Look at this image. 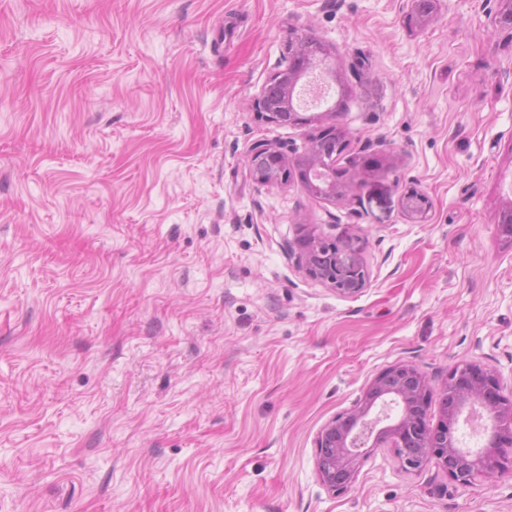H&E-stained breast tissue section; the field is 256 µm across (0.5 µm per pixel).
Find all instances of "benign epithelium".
I'll list each match as a JSON object with an SVG mask.
<instances>
[{"label": "benign epithelium", "mask_w": 512, "mask_h": 512, "mask_svg": "<svg viewBox=\"0 0 512 512\" xmlns=\"http://www.w3.org/2000/svg\"><path fill=\"white\" fill-rule=\"evenodd\" d=\"M315 39L304 35L295 41L291 54L294 58L284 79L282 112L264 109V96L255 99L258 116L269 123L311 124L335 114L337 109L301 115L294 105V92L300 77L319 69L335 81H341L343 72L336 55L328 50L316 52ZM267 158L285 173L296 169L300 182L314 197L340 200L346 196V187L338 181L342 172L336 169V157L320 155L315 146L291 159L282 148L269 141L253 143L246 155L250 173H255L254 161ZM404 213L414 222L427 219L429 202L416 190L402 197ZM289 256L313 279L338 294L350 295L366 285L367 271L359 249L346 244L342 247L323 241L310 230L298 241L297 248L289 249ZM432 401V392L420 370L413 364L399 363L379 374L370 384L364 400L349 413L328 421L316 437L317 471L322 483L330 490L343 491L354 481L355 475L370 452L376 448H391L405 470H417L435 463L455 487H467L476 477L491 479L512 461V399L502 393L495 373L479 364H462L448 375L439 394L442 420L435 428L426 424V413ZM482 409L488 415L483 446L476 450L463 449L455 436L456 425L463 411L473 413Z\"/></svg>", "instance_id": "1"}]
</instances>
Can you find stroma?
I'll list each match as a JSON object with an SVG mask.
<instances>
[{
    "label": "stroma",
    "mask_w": 512,
    "mask_h": 512,
    "mask_svg": "<svg viewBox=\"0 0 512 512\" xmlns=\"http://www.w3.org/2000/svg\"><path fill=\"white\" fill-rule=\"evenodd\" d=\"M431 3L0 0V512H512L511 468L316 469L393 365L512 394V42L503 0ZM297 34L345 66L340 200L244 162L319 130L253 107ZM306 229L359 241L361 292L295 264ZM404 213L414 222L422 223L427 219L429 202L426 196L416 190H409L402 197Z\"/></svg>",
    "instance_id": "obj_1"
}]
</instances>
